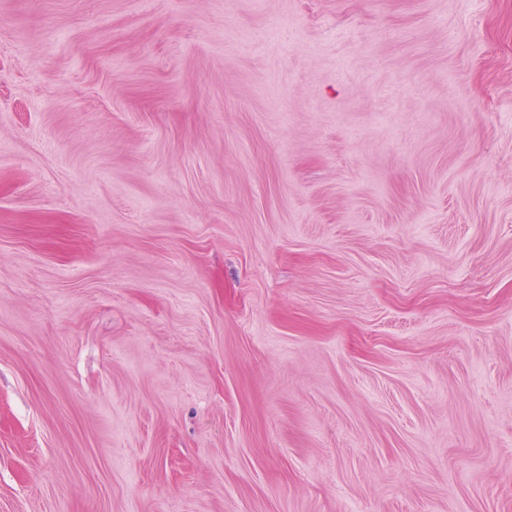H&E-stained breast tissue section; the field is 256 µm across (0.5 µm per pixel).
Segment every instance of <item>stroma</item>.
<instances>
[{"mask_svg":"<svg viewBox=\"0 0 512 512\" xmlns=\"http://www.w3.org/2000/svg\"><path fill=\"white\" fill-rule=\"evenodd\" d=\"M0 512H512V0H0Z\"/></svg>","mask_w":512,"mask_h":512,"instance_id":"35a3bbf8","label":"stroma"}]
</instances>
